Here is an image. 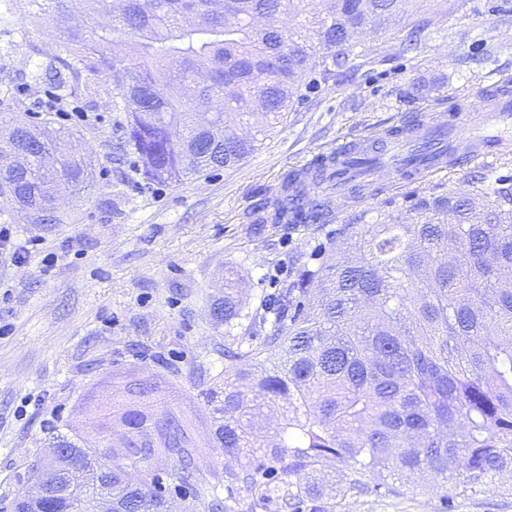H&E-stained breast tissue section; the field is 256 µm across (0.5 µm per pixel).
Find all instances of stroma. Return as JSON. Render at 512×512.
I'll return each instance as SVG.
<instances>
[{
  "label": "stroma",
  "mask_w": 512,
  "mask_h": 512,
  "mask_svg": "<svg viewBox=\"0 0 512 512\" xmlns=\"http://www.w3.org/2000/svg\"><path fill=\"white\" fill-rule=\"evenodd\" d=\"M36 11L32 0H0V138L17 123L52 119L96 178L60 202L67 223L0 211V226L43 242L20 264L0 253V507L25 492L54 435L102 447L111 412L130 402L137 380L155 385L148 410L186 416L213 437L227 362L212 308L227 287L254 311L350 225L401 224L417 198L469 191L477 177L512 179L510 144L485 164L378 178L370 196L334 204L329 224H258L252 215L287 171L338 143L384 137L408 112L444 119L449 108L465 112L476 97L512 90V0H407L391 30L361 35L352 67L316 81L256 152L177 184L145 183L134 154L115 163L123 132L111 81L88 82L77 63L72 95L59 97L61 37L51 19L33 23ZM418 20L417 46L402 50ZM439 510L437 494L410 478L396 495L336 499L333 512Z\"/></svg>",
  "instance_id": "stroma-1"
}]
</instances>
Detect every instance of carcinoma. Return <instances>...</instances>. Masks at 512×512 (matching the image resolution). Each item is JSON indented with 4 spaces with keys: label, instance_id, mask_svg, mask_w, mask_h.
<instances>
[{
    "label": "carcinoma",
    "instance_id": "carcinoma-1",
    "mask_svg": "<svg viewBox=\"0 0 512 512\" xmlns=\"http://www.w3.org/2000/svg\"><path fill=\"white\" fill-rule=\"evenodd\" d=\"M53 5L64 41L57 59H76L119 90L125 139L147 183H176L231 167L257 150L284 118L307 77L327 81L347 65L351 33L387 30L403 0H85L111 17L75 25L69 0ZM288 13L287 32L276 25ZM64 131L46 122L13 127L0 144V205L33 224H57L59 195H80L95 167L65 154ZM365 190L349 169L322 156L282 177L261 222L320 224L331 206L309 184ZM407 224H362L330 243L331 262L303 265L255 312L232 292L213 309L228 334L224 399L216 428L222 472H200L182 452H199L186 422L162 418L153 445L147 421H126L112 449V478L79 482L45 499L49 512H85L112 496L116 512H168L159 476L128 473L140 444L172 461L174 489L198 512H331L324 484L346 470L339 490L385 496L397 483L429 477L442 512L497 480L512 483V185L472 183L465 195L422 197ZM270 325L260 342L250 334ZM85 469L96 452L53 437Z\"/></svg>",
    "mask_w": 512,
    "mask_h": 512
}]
</instances>
